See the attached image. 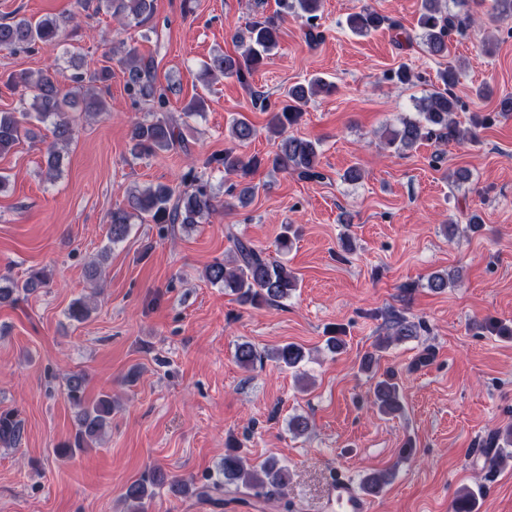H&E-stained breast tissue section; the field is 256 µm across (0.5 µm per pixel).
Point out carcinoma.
Here are the masks:
<instances>
[{"label":"carcinoma","mask_w":512,"mask_h":512,"mask_svg":"<svg viewBox=\"0 0 512 512\" xmlns=\"http://www.w3.org/2000/svg\"><path fill=\"white\" fill-rule=\"evenodd\" d=\"M322 0H291L287 8L296 11L307 19L318 17ZM105 11L114 18L132 17L144 23L153 16L155 0H96L95 11ZM77 13L69 12L58 17H41L37 20L20 17L9 22H0L1 49H28L38 43H48L59 39L64 28L76 22ZM457 15L448 8V0H420L418 27L422 30L428 52L433 56L450 53L447 37L455 27ZM399 27L395 21L370 8H364L349 15L348 29L358 36L369 35L383 25ZM279 45V22L273 17H265L251 23L248 29V42L242 44L243 51L233 57L224 53L213 55L204 64L205 74L236 79L240 84H248L253 75L269 59ZM125 80L127 92L136 99L151 103V108L143 119L134 122L130 139L132 153L137 156L152 155L158 151L174 149L183 141L177 123L168 114L167 90L158 88L150 73V64L130 47L118 60ZM60 73L45 72L36 75L21 72L11 77L6 87L16 90L23 87L32 92V102L21 107L18 112H0V154L9 152L27 133L23 123L26 118L38 121L53 120L54 142L48 149L47 163L51 169L59 167V147H65L73 139L75 123L66 115L69 109L80 108L89 116L106 111L104 91L100 88H84V77L74 74L70 80L73 89L65 92L59 79ZM441 86L425 96L418 104V117L405 118L400 126L388 130V144L399 151L413 149L422 141L433 138L440 141L460 139V131L454 119L459 101L453 92L458 82V73L448 66L438 74ZM332 85L321 78L288 88L287 101L277 112L270 113L267 129L276 144L272 154L260 158L246 157L237 152L236 146L249 142L255 130L245 116L232 121L228 136L233 146L224 149V155L213 157L209 163L224 168L226 174L247 176L262 165L274 170L292 171L303 179H322L318 170V143L288 134V128L295 125L303 112V107L319 92L329 93ZM183 188L158 184L128 192L126 204L110 213L108 236L116 244L126 239L131 220L158 224L165 231L176 224L190 226L198 219L214 210V197L206 184L195 175L187 173L182 178ZM235 256L232 262L216 261L205 268L204 278L211 284H220L224 290L235 295L237 300L252 308H260L287 298L298 288L299 280L295 273L281 261H271L263 256V251L248 240L234 238ZM48 282L42 270L32 271L21 280L7 276L0 277V304H13L17 295L28 294L44 287ZM91 307L85 298L74 299L66 310L69 319L83 322L89 316ZM420 324L397 317L388 327V333L377 339L375 352L366 354L361 362L363 371H370L376 363L375 353L388 348L395 342H403L418 335ZM273 357L281 365L292 369L303 361L304 351L296 344L288 343L278 347ZM260 355L249 344H242L236 351V360L243 367H251ZM86 378L81 373L71 374L66 381V397L77 409L76 425L71 438L62 445V452L69 455L84 451L100 443L112 419V396L102 394L89 402L85 398ZM373 406L382 415H392L402 411V392L396 375L384 372L375 383ZM23 420L13 409L0 410V447L16 448L22 440ZM512 446V426L491 434L486 443L488 448ZM285 474L274 457H268L256 470L245 467L242 457L234 452L224 454L219 467V478L212 485L199 491L207 496L209 492H220L224 485L241 483L251 488L277 487L284 482ZM389 481V473L376 472L360 480L361 488L368 494L383 491ZM169 484L176 495L188 492V483L178 479L167 480L160 469L153 470L127 486L123 497L131 506V512H144V500L149 497L148 489Z\"/></svg>","instance_id":"1"}]
</instances>
